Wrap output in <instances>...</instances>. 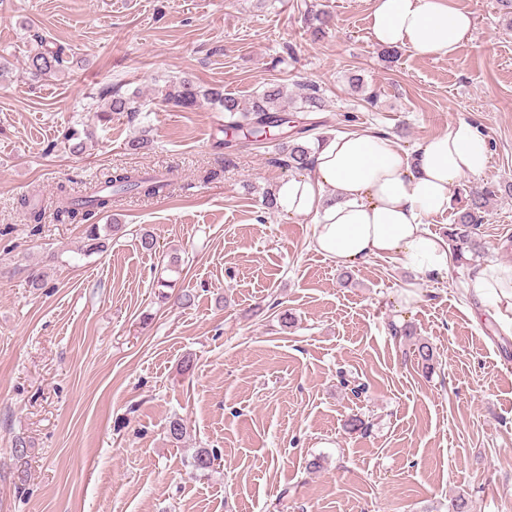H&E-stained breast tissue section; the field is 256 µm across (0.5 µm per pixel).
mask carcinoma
Here are the masks:
<instances>
[{"label":"carcinoma","instance_id":"obj_1","mask_svg":"<svg viewBox=\"0 0 512 512\" xmlns=\"http://www.w3.org/2000/svg\"><path fill=\"white\" fill-rule=\"evenodd\" d=\"M64 50L60 46H50L45 39H40V48L29 56L28 70L33 78L57 72L64 63ZM204 98L222 107L224 112L223 132L226 139L219 145L229 148L232 140L242 136L258 139L278 128L289 139L286 153L274 157L271 162L292 172H305L310 169L314 151L300 142L312 126L305 121L297 120V113L312 112L318 109L317 97L307 94L300 97L301 103L294 113L288 112V96L279 85H273L255 96L247 105H242L237 99L226 97L214 90H200L186 79L171 80L165 87L163 100L176 108H189L198 99ZM110 111L123 112L130 120L138 118L141 108L133 105V100L118 93L112 94ZM170 181L162 175H141L136 171L121 170L104 172L97 184L89 187V192L80 197L70 198L64 186L58 187L57 218L71 222L85 223L84 252L88 254L107 251L112 236L123 231L121 224H108L100 227L91 222L98 213L112 206V197L117 194L143 195L156 197L169 193ZM495 197V191L487 188L482 192L470 193L466 206L455 213L453 223L448 228V241L457 259L465 258L470 252L474 255L481 253L483 244L477 229L483 221V213L490 201ZM412 356L417 364L425 369H433L435 352L428 342L415 344ZM187 434V427L180 418L169 421L167 437L173 443H180ZM222 458L221 452L214 448H200L193 458V467L197 471L213 469L214 462Z\"/></svg>","mask_w":512,"mask_h":512}]
</instances>
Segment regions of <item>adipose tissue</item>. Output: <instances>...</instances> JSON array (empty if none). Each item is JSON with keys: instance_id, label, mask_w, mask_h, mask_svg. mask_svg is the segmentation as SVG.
<instances>
[{"instance_id": "obj_1", "label": "adipose tissue", "mask_w": 512, "mask_h": 512, "mask_svg": "<svg viewBox=\"0 0 512 512\" xmlns=\"http://www.w3.org/2000/svg\"><path fill=\"white\" fill-rule=\"evenodd\" d=\"M472 13L453 0H374L370 32L387 49L445 59L469 39ZM308 173L279 182L277 205L289 215L311 217L314 249L344 266L397 254L429 281L446 276L449 248L426 227L451 210L452 189L478 177L489 147L478 126L461 120L406 155L390 139L371 132L343 133L320 144ZM469 289L500 316L512 313V265L476 267Z\"/></svg>"}]
</instances>
